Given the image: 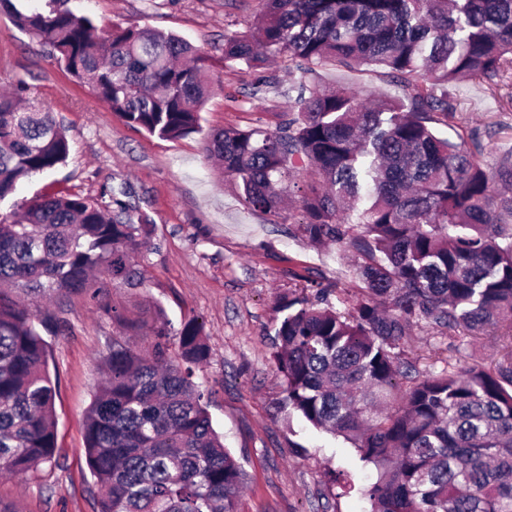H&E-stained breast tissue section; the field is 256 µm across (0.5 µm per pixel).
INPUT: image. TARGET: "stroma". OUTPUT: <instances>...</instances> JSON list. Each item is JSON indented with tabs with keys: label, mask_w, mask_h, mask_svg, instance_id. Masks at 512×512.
<instances>
[{
	"label": "stroma",
	"mask_w": 512,
	"mask_h": 512,
	"mask_svg": "<svg viewBox=\"0 0 512 512\" xmlns=\"http://www.w3.org/2000/svg\"><path fill=\"white\" fill-rule=\"evenodd\" d=\"M71 6L101 26L148 27L197 46L214 80L200 113L202 130L169 140L126 124L0 11V88L26 84L28 98L55 112L70 142L66 161L23 183L15 202L60 191L108 210L125 201L149 216L151 241L135 255L141 285L108 284L103 300L141 322L150 321L148 305L157 302L173 327L203 324L211 356L196 380L209 390L213 426L246 474L241 512H367V501L344 492L333 477L350 472L364 485L375 480L374 466L358 464L343 439L280 411L284 386L271 357L280 297L329 285L331 303L354 299L360 288L350 259L337 246L318 248L298 233L299 210L274 216L250 207L203 151L204 132L273 131L294 109L286 59L256 68L224 60L225 40L247 32L258 0H71ZM307 81L349 89L364 104L403 95L400 85L369 67L321 66ZM453 93L464 119L439 126L441 137L468 147L481 142L480 160L488 165L512 151V111L494 89L463 79ZM48 309L66 326L48 339L49 370L58 380L56 452L51 462L0 478V498L21 512H96L83 424L101 378L99 362L113 337L136 350L147 349L151 339L79 298ZM409 355L420 370L439 373L448 361V338L415 328Z\"/></svg>",
	"instance_id": "1"
}]
</instances>
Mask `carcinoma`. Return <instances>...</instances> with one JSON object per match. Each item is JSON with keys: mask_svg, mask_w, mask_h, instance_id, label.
<instances>
[{"mask_svg": "<svg viewBox=\"0 0 512 512\" xmlns=\"http://www.w3.org/2000/svg\"><path fill=\"white\" fill-rule=\"evenodd\" d=\"M41 2L0 8L128 124L165 138L200 131L212 77L196 47L150 28L105 30L69 0ZM258 3L251 35L227 40L224 61L287 57L297 112L274 133L212 130L203 150L255 209L280 214L292 185L301 234L351 249L361 290L342 310L329 288L281 300L273 358L283 408L375 467L362 489L370 512H512V154L484 164L434 128L462 120L450 92L461 78L512 107V0ZM326 64L375 66L405 97L364 106L347 89L305 81ZM23 93H0V203L69 154L55 113ZM117 205L112 216L88 198L45 194L0 218V473L55 452L46 337L60 323L26 302L82 296L126 322L101 304L102 277L140 282L133 254L153 225ZM421 325L447 333L455 356L491 328L498 357L421 372L407 355ZM152 333L147 352L112 338L85 413L97 512H240L243 471L193 380L210 357L203 326L173 330L157 305Z\"/></svg>", "mask_w": 512, "mask_h": 512, "instance_id": "1", "label": "carcinoma"}]
</instances>
